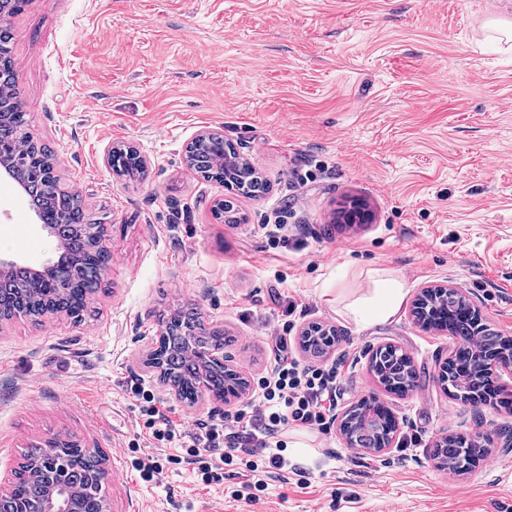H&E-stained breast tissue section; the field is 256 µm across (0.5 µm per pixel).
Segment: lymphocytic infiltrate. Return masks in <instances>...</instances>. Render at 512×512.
<instances>
[{"label":"lymphocytic infiltrate","instance_id":"lymphocytic-infiltrate-1","mask_svg":"<svg viewBox=\"0 0 512 512\" xmlns=\"http://www.w3.org/2000/svg\"><path fill=\"white\" fill-rule=\"evenodd\" d=\"M263 328L274 345L273 364L256 379L250 402L219 418L196 420L188 427L174 423L158 408L152 390L138 382L130 387L140 428L156 441L177 447L169 463L198 466L206 484L223 483L225 467L237 460L255 475L256 491L264 488L259 479L263 473L287 469L303 476V468L284 453L285 433L298 427L327 435L336 420L340 361H302L291 348L292 322L269 320Z\"/></svg>","mask_w":512,"mask_h":512}]
</instances>
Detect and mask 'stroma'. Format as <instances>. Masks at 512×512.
<instances>
[{
  "instance_id": "35a3bbf8",
  "label": "stroma",
  "mask_w": 512,
  "mask_h": 512,
  "mask_svg": "<svg viewBox=\"0 0 512 512\" xmlns=\"http://www.w3.org/2000/svg\"><path fill=\"white\" fill-rule=\"evenodd\" d=\"M506 14L512 0H26L8 24L28 130L106 224L112 259L82 321L0 323V482L31 445L71 436L122 468L102 487L111 512H512V373L500 378L508 402L454 399L436 376L458 341L410 316L423 286L446 281L512 337V47L488 27ZM205 128L267 180L264 198L231 197L188 168ZM118 143L146 159L143 178L105 166ZM229 198L243 222L214 218ZM355 201L371 222L340 223ZM277 210L294 244L272 245ZM61 252L0 176V255L43 267ZM377 274L403 280L408 300L361 328L347 307ZM292 302L293 336L321 324L341 337L327 353L344 360L338 410L379 398L397 445L363 453L336 431H289L308 483L271 473L258 501L238 500L239 479L206 486L166 463L172 447L140 432L127 387L145 381L177 421L219 417L223 403L186 406L146 366L163 317L196 307L232 336L224 353L250 381L273 361L263 322L287 321ZM385 344L412 358L411 393L371 374L368 354ZM482 434L489 459L468 473L433 457L440 438ZM132 442L164 460L156 482L132 469Z\"/></svg>"
}]
</instances>
